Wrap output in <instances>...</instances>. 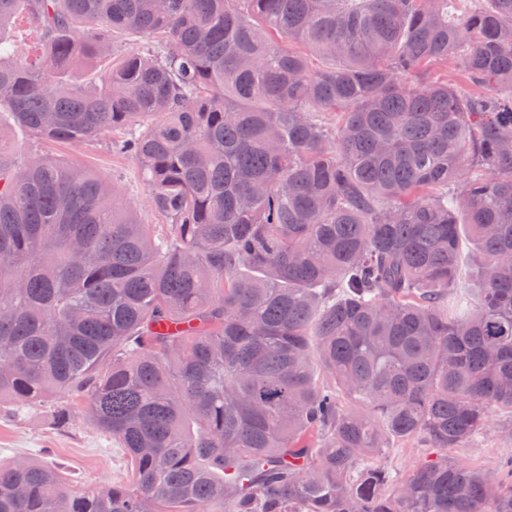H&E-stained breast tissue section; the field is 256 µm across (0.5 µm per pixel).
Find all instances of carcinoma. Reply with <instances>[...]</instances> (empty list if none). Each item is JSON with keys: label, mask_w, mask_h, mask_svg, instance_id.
Listing matches in <instances>:
<instances>
[{"label": "carcinoma", "mask_w": 512, "mask_h": 512, "mask_svg": "<svg viewBox=\"0 0 512 512\" xmlns=\"http://www.w3.org/2000/svg\"><path fill=\"white\" fill-rule=\"evenodd\" d=\"M461 2L0 0V120L123 132L164 220L0 152V400H84L131 464L0 462V512H512V460L448 456L512 418V0ZM376 459V463L384 466L396 482L403 481L425 460L436 456L432 448H425L411 442L406 445H393Z\"/></svg>", "instance_id": "carcinoma-1"}]
</instances>
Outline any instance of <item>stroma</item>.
I'll use <instances>...</instances> for the list:
<instances>
[{"label": "stroma", "instance_id": "35a3bbf8", "mask_svg": "<svg viewBox=\"0 0 512 512\" xmlns=\"http://www.w3.org/2000/svg\"><path fill=\"white\" fill-rule=\"evenodd\" d=\"M110 141V135L105 134L83 143L46 142L13 122L0 124V147L14 159L25 161L36 153L49 152L105 176L120 198L142 200L146 189L136 161L112 152ZM26 455L45 458L59 466L67 489L77 494L126 480L130 471L122 450L87 421L79 405L74 406L71 421L64 427L55 425L45 406L22 412L14 411L8 404L0 406V461ZM434 456V449L411 442L386 449L377 462L400 482ZM453 456L465 465L492 471L512 457V438L494 433L469 447L454 450Z\"/></svg>", "mask_w": 512, "mask_h": 512}]
</instances>
